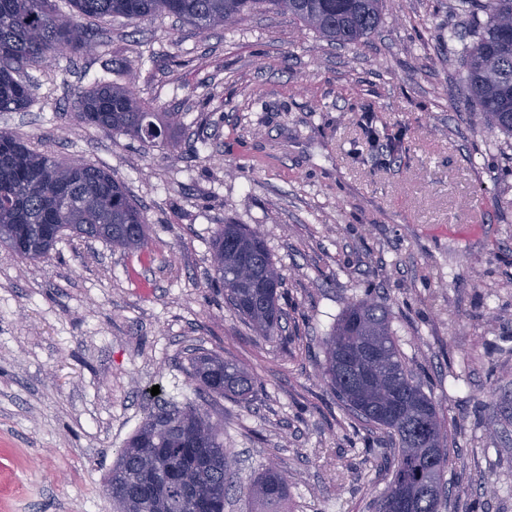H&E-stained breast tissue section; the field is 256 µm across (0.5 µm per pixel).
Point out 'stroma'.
I'll list each match as a JSON object with an SVG mask.
<instances>
[{
	"label": "stroma",
	"instance_id": "35a3bbf8",
	"mask_svg": "<svg viewBox=\"0 0 512 512\" xmlns=\"http://www.w3.org/2000/svg\"><path fill=\"white\" fill-rule=\"evenodd\" d=\"M484 2L385 0L356 47L261 10L207 31L86 19L93 52L24 68L33 102L0 130L106 169L149 230L137 253L67 235L25 264L0 245V512H112L105 480L163 403L220 424L224 512H255L248 488L271 463L286 512H373L393 441L322 378L325 337L366 296L448 421L440 512H512V139L474 123L460 65ZM99 80L180 113L172 143L73 121ZM221 224L260 227L283 275L274 338L210 281ZM200 351L248 368L255 396L198 392Z\"/></svg>",
	"mask_w": 512,
	"mask_h": 512
}]
</instances>
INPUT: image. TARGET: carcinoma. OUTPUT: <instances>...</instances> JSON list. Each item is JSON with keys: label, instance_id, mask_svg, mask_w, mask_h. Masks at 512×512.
Returning <instances> with one entry per match:
<instances>
[{"label": "carcinoma", "instance_id": "obj_1", "mask_svg": "<svg viewBox=\"0 0 512 512\" xmlns=\"http://www.w3.org/2000/svg\"><path fill=\"white\" fill-rule=\"evenodd\" d=\"M49 0H0V112L27 109L31 85L19 78L30 62L68 52L86 53L91 43L75 17L123 16L141 20L170 14L199 29L229 28L261 7L286 12L330 42L357 46L382 21L383 0H68L73 16L63 18ZM486 18L476 23L472 42L462 55L473 117L512 139V0H487ZM78 123L112 130L152 144H165L180 125V114L160 117L153 104L139 99L131 85L100 83L78 96ZM0 243L15 249V240L34 247L23 260L48 256L49 238L40 225H53V238L66 232L103 240L116 248L141 251L148 244L146 218L112 174L93 164L74 167L46 153L30 150L10 132L0 131ZM214 269L230 307L262 336H273L283 316L278 288L282 277L263 235L241 224H221L211 242ZM385 344L386 357L368 360L363 372L371 384L354 388V373L345 355L358 337ZM323 375L349 411L382 429L397 445L391 478L382 493L395 486L428 483L432 492L414 497L411 512H439L440 490L450 462L448 426L437 404L413 377L394 338L385 307L371 298L350 302L324 340ZM401 375L396 389L412 416L392 422L382 416L388 397V370ZM190 378L211 396L251 398L257 379L247 369L218 354L191 358ZM234 461L219 428L207 411L189 404L162 407L151 414L120 449L105 483L116 512H191L184 478L194 479L200 512H220L231 487ZM261 512H284L288 484L282 469L270 464L250 488Z\"/></svg>", "mask_w": 512, "mask_h": 512}]
</instances>
